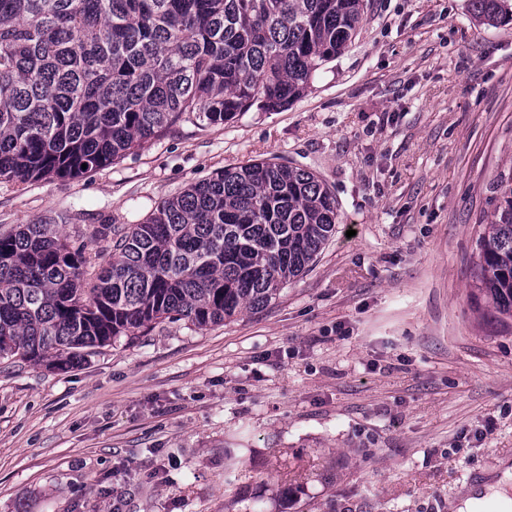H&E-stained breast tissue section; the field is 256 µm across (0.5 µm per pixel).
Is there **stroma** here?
<instances>
[{"label": "stroma", "mask_w": 512, "mask_h": 512, "mask_svg": "<svg viewBox=\"0 0 512 512\" xmlns=\"http://www.w3.org/2000/svg\"><path fill=\"white\" fill-rule=\"evenodd\" d=\"M266 158L336 196L313 265L265 308L164 322L66 371L1 359L0 512H454L512 463V322L475 295L512 176V22L470 0H365L288 109L0 182V233L58 225L93 277L112 260L100 225Z\"/></svg>", "instance_id": "obj_1"}]
</instances>
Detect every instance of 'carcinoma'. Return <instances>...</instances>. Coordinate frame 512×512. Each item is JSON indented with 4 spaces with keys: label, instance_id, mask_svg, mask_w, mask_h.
<instances>
[{
    "label": "carcinoma",
    "instance_id": "carcinoma-1",
    "mask_svg": "<svg viewBox=\"0 0 512 512\" xmlns=\"http://www.w3.org/2000/svg\"><path fill=\"white\" fill-rule=\"evenodd\" d=\"M487 25L512 0H472ZM363 0H0V182L76 177L182 118L278 112L352 42ZM87 167H82V164ZM480 237L477 290L512 320V183ZM336 196L273 160L226 168L88 259L55 224L0 234V358L67 369L166 320L202 329L262 309L336 233Z\"/></svg>",
    "mask_w": 512,
    "mask_h": 512
}]
</instances>
